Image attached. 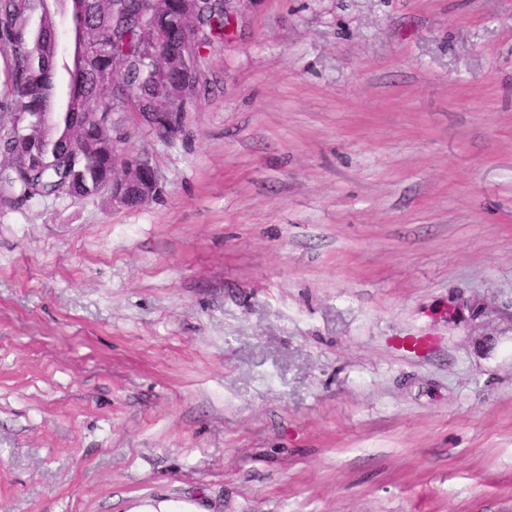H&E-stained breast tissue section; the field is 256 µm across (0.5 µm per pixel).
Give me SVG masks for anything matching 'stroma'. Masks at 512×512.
I'll list each match as a JSON object with an SVG mask.
<instances>
[{
    "mask_svg": "<svg viewBox=\"0 0 512 512\" xmlns=\"http://www.w3.org/2000/svg\"><path fill=\"white\" fill-rule=\"evenodd\" d=\"M236 10L160 201L0 203V512H512V0Z\"/></svg>",
    "mask_w": 512,
    "mask_h": 512,
    "instance_id": "obj_1",
    "label": "stroma"
}]
</instances>
